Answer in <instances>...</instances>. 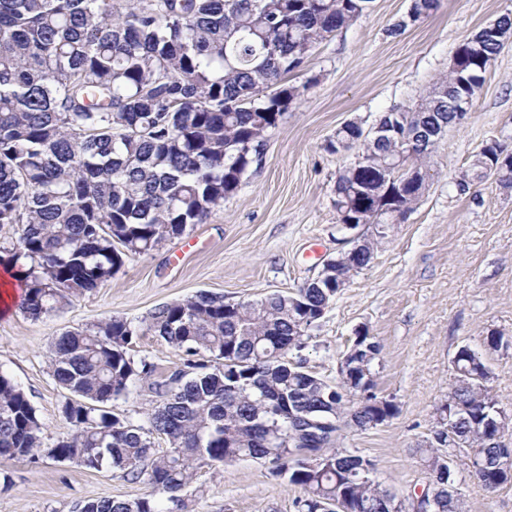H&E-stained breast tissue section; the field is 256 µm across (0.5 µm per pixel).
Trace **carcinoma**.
Returning <instances> with one entry per match:
<instances>
[{"instance_id": "1", "label": "carcinoma", "mask_w": 512, "mask_h": 512, "mask_svg": "<svg viewBox=\"0 0 512 512\" xmlns=\"http://www.w3.org/2000/svg\"><path fill=\"white\" fill-rule=\"evenodd\" d=\"M371 0H0V224L18 226L7 262L25 291L32 320L65 307L112 278L127 258L203 224L238 189L268 131L311 86L290 84L310 52L354 24ZM439 0H413L409 19L429 16ZM502 48L482 28L457 47L455 66L437 78L414 108L381 121L382 139L349 122L328 148L357 151L358 165L339 172L337 214L358 224L396 221L426 190L438 136L458 121L451 100L473 96ZM496 173L512 188V154L492 140L455 180L461 194ZM363 238L355 264L329 268L330 282L349 283L368 267L381 243ZM334 294L305 283L255 301L224 302L198 292L155 311L145 330L188 356L206 353L213 369L188 361L151 383L158 400L148 427L106 410L154 365L135 364L139 329L112 317L66 330L51 343L49 369L73 400L62 413L71 432L46 442L25 392L0 374V460L64 457L87 468L109 466L151 493L137 499L85 501L78 512H160L156 498L185 509L182 492L196 470L241 457L268 461L273 473L299 486L301 512H391V489L361 476L373 461L310 434L304 423L332 420L366 430L394 418V401L373 395L365 406L343 378L328 382L290 354L304 347ZM352 346L379 355L368 331ZM483 353L456 352L448 398L468 412L454 429L482 447L471 476L488 490L507 483L493 468L495 430L484 426L503 409L480 379ZM170 445L158 454L152 436ZM434 444L417 449L419 463L443 486L431 512H465L448 497V471Z\"/></svg>"}]
</instances>
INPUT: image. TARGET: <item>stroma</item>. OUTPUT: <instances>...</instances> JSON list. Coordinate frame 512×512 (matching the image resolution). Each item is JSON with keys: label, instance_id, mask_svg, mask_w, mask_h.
Listing matches in <instances>:
<instances>
[{"label": "stroma", "instance_id": "35a3bbf8", "mask_svg": "<svg viewBox=\"0 0 512 512\" xmlns=\"http://www.w3.org/2000/svg\"><path fill=\"white\" fill-rule=\"evenodd\" d=\"M412 0H372L357 22L322 42L290 83L313 87L269 130L235 194L207 223L129 258L96 291L34 321L19 307L0 312V373L28 395L49 438L70 433L68 398L48 368L62 332L118 316L140 327L130 352L167 380L186 355L142 326L158 308L200 291L228 301L257 300L315 278L336 256L342 234L333 187L354 154L328 148L336 129L371 128L391 109L412 106L446 74L456 46L504 13L512 0H440L409 21ZM405 30H389L397 23ZM497 139L512 149V42L488 70L472 109L450 125L433 153V173L414 211L394 225L371 264L337 295L305 346L293 352L323 379L338 377L356 329L382 344L378 395L398 414L368 430H344L339 444L370 458L397 496L421 491L426 472L416 451L433 440L459 347L479 350L489 331L512 337V189L488 180L458 194L454 180L470 157ZM468 512H512V484L485 489L459 472ZM149 486L111 467L19 457L0 461V512H75L85 500L139 498ZM300 487L269 463L241 458L199 469L184 491L187 512H298Z\"/></svg>", "mask_w": 512, "mask_h": 512}]
</instances>
